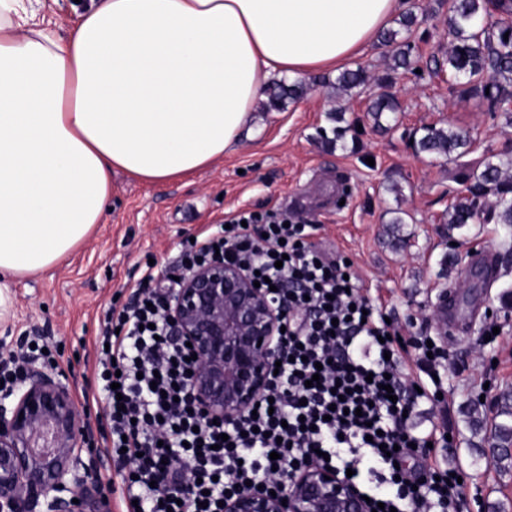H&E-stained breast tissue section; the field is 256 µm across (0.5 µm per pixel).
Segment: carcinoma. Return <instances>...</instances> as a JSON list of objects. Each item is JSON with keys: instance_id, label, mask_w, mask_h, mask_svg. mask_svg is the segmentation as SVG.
<instances>
[{"instance_id": "cac0c4a2", "label": "carcinoma", "mask_w": 512, "mask_h": 512, "mask_svg": "<svg viewBox=\"0 0 512 512\" xmlns=\"http://www.w3.org/2000/svg\"><path fill=\"white\" fill-rule=\"evenodd\" d=\"M404 32L393 56L390 73L377 79L363 68L346 69L330 84L340 96L370 84L377 92L371 102L375 124L390 122L398 111L397 99L388 91L392 72L411 69L412 43L416 16L407 12L398 21ZM448 56L435 64L432 73L448 69L454 79L453 91L461 97L485 101L492 114H501L512 125V0H448ZM304 94L303 84H274L268 89L266 107L280 109L285 100L295 101ZM416 151L436 158H459L471 142L463 133L449 127L426 126L414 138ZM456 179L463 186L462 196L448 208V237L476 222L512 225V154L488 157L483 167L459 169ZM495 417L504 421L492 424L490 435L502 448L512 446V397L505 394Z\"/></svg>"}]
</instances>
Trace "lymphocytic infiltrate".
Returning a JSON list of instances; mask_svg holds the SVG:
<instances>
[{
	"label": "lymphocytic infiltrate",
	"instance_id": "obj_1",
	"mask_svg": "<svg viewBox=\"0 0 512 512\" xmlns=\"http://www.w3.org/2000/svg\"><path fill=\"white\" fill-rule=\"evenodd\" d=\"M310 224L255 213L183 241L190 266L220 252L260 272L288 306L287 350L277 375L231 427L202 423L188 391V349L160 311L173 276L146 268L132 299L106 313L97 345V396L107 417L105 453L119 466L125 512H223L224 497L272 469L352 470L371 502L397 512H462L460 485L439 459L444 431L408 415L436 397L441 352L392 338L347 265L313 243ZM194 484L178 488L180 463ZM168 478L159 491L155 482Z\"/></svg>",
	"mask_w": 512,
	"mask_h": 512
}]
</instances>
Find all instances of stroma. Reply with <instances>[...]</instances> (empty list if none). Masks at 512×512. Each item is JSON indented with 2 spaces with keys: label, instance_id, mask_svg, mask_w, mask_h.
Listing matches in <instances>:
<instances>
[{
  "label": "stroma",
  "instance_id": "1",
  "mask_svg": "<svg viewBox=\"0 0 512 512\" xmlns=\"http://www.w3.org/2000/svg\"><path fill=\"white\" fill-rule=\"evenodd\" d=\"M423 22L412 36L416 72L395 86L400 110L391 126L376 127L368 110L373 87L334 95L332 72L305 75V95L283 109L256 108L249 136L209 168L152 185L116 171L100 224L47 271L11 280L10 313L0 319V340L32 328L46 331L54 360L77 394L95 391V339L105 313L128 303L147 265L177 270L182 241L215 230L242 212L306 217L318 249L346 260L375 307L403 338L432 335L426 322L441 291L464 277L484 250L497 257L494 274L458 304L450 325L457 340L440 372L451 405L421 403L413 421L424 428L448 423L452 439L442 455L462 472L467 512H512V459L487 465V432L501 393L512 392V244L496 224H472L449 250L448 207L460 185L461 164L479 165L512 151V126L492 116L485 102L455 94L447 77L432 76L448 50V13L441 0H402ZM449 125L468 133L472 153L445 161L416 153L418 129ZM343 131L336 144L321 131ZM350 189L339 203L342 189ZM298 197L302 206L290 205ZM499 335L487 340L489 326Z\"/></svg>",
  "mask_w": 512,
  "mask_h": 512
}]
</instances>
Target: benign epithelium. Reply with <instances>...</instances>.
Masks as SVG:
<instances>
[{"label":"benign epithelium","mask_w":512,"mask_h":512,"mask_svg":"<svg viewBox=\"0 0 512 512\" xmlns=\"http://www.w3.org/2000/svg\"><path fill=\"white\" fill-rule=\"evenodd\" d=\"M285 311L277 295L222 255L179 275L165 317L197 355L189 392L204 419L231 426L265 390L285 350ZM428 319L448 350L447 301L439 299ZM91 445L64 369L27 362L22 379L0 392V512H112L102 477L83 459ZM267 481L276 495L244 490L224 500V512H371L335 468L276 471Z\"/></svg>","instance_id":"obj_1"}]
</instances>
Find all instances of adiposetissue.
I'll list each match as a JSON object with an SVG mask.
<instances>
[{"instance_id": "ef3b65f1", "label": "adipose tissue", "mask_w": 512, "mask_h": 512, "mask_svg": "<svg viewBox=\"0 0 512 512\" xmlns=\"http://www.w3.org/2000/svg\"><path fill=\"white\" fill-rule=\"evenodd\" d=\"M0 0V316L101 222L119 169L166 183L222 159L275 74L358 55L398 0H90L67 37Z\"/></svg>"}]
</instances>
